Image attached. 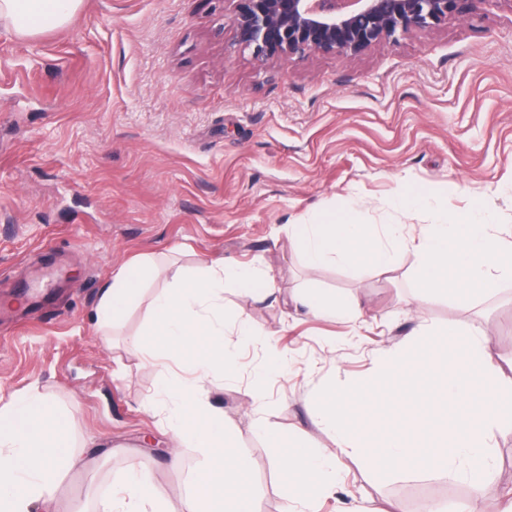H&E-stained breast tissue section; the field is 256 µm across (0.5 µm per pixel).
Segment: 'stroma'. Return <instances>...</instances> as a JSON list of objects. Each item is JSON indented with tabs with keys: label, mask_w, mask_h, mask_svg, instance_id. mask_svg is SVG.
Masks as SVG:
<instances>
[{
	"label": "stroma",
	"mask_w": 512,
	"mask_h": 512,
	"mask_svg": "<svg viewBox=\"0 0 512 512\" xmlns=\"http://www.w3.org/2000/svg\"><path fill=\"white\" fill-rule=\"evenodd\" d=\"M231 0H83L63 28L23 39L0 25V396L38 388L75 407L74 469L58 512H95L108 491L148 470L184 512L202 456L174 448L168 408L145 403L182 361L134 347L162 292V267L202 258L270 270L277 293L256 302L224 285L227 314L262 335L227 336L234 376L209 400L249 458L257 512H282L278 449L252 435L262 418L304 432L335 460L319 512H449L471 499L462 477L378 478L339 451L311 407L328 383L372 375L420 322L466 320L512 364V278L462 307L421 300L419 258L381 272L329 264L310 272L288 226L358 202L374 224L429 223L390 206L398 192L447 187L441 207L482 200L512 225V0L352 58L312 53L258 65L233 48ZM135 257L159 272L143 285L111 345L98 338L101 289ZM326 288L366 308L363 322L297 306ZM287 359L266 368L263 334ZM512 496V434L497 438L480 512Z\"/></svg>",
	"instance_id": "1"
}]
</instances>
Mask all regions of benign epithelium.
<instances>
[{
	"label": "benign epithelium",
	"instance_id": "7a95c632",
	"mask_svg": "<svg viewBox=\"0 0 512 512\" xmlns=\"http://www.w3.org/2000/svg\"><path fill=\"white\" fill-rule=\"evenodd\" d=\"M234 42L265 63L311 52L355 57L479 13L491 0H234Z\"/></svg>",
	"mask_w": 512,
	"mask_h": 512
}]
</instances>
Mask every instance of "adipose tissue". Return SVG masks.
I'll use <instances>...</instances> for the list:
<instances>
[{
    "mask_svg": "<svg viewBox=\"0 0 512 512\" xmlns=\"http://www.w3.org/2000/svg\"><path fill=\"white\" fill-rule=\"evenodd\" d=\"M82 0H0V24L20 37L64 27ZM145 260L122 266L104 288L96 310L101 326L112 327L152 275ZM168 285L150 308L149 346L179 357L185 376L167 381L157 392L171 402L170 430L175 442L201 449L204 460L185 512H255L248 483L250 462L236 449L238 437L226 425L224 412L205 400L208 386L230 378L235 365L224 349V338L260 335L246 320L224 315V283L233 280L245 295L261 298L273 291L269 274L249 266H228L223 259H202L195 273L169 269ZM301 302L312 312L361 320V303L346 302L318 288L304 289ZM72 410L60 406L38 389L12 395L0 404V512H57L56 494L75 466L70 453ZM255 435L282 448V491L287 507L302 505L317 512L322 494L337 482L336 464L323 451L303 440H283L264 420H256ZM101 512H167L149 472L138 471L124 481L120 494H107Z\"/></svg>",
    "mask_w": 512,
    "mask_h": 512,
    "instance_id": "ef3b65f1",
    "label": "adipose tissue"
}]
</instances>
